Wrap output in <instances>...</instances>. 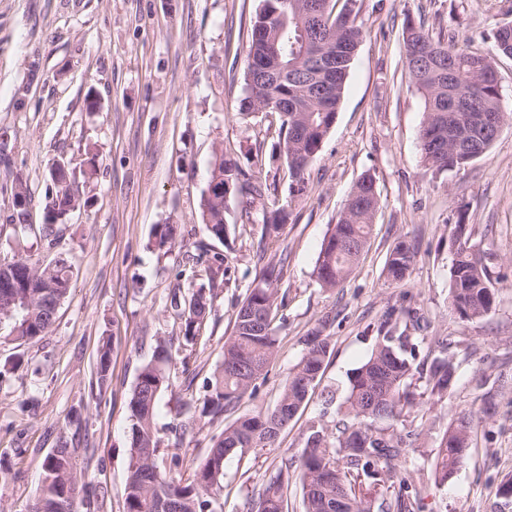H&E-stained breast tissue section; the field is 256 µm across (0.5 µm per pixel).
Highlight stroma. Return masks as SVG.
<instances>
[{"mask_svg": "<svg viewBox=\"0 0 512 512\" xmlns=\"http://www.w3.org/2000/svg\"><path fill=\"white\" fill-rule=\"evenodd\" d=\"M261 0H0V225L9 223L14 177L30 193L28 221L48 219L49 169L70 164L75 189L89 198L73 213L58 245L74 277L48 335L31 343L0 339V512H26L53 448L67 444L88 485L77 512H124L129 462V399L158 343L172 351L173 388L155 415L160 470L190 477L212 436L239 416L273 407L300 361L308 331L326 323L323 376L274 447L230 458L216 512H246L282 454L300 455L310 427L333 429L349 378L370 355L386 312L400 304L423 314L430 335L446 340L458 369L448 398L421 395L410 414L424 431L398 470L429 464L434 438L458 415L495 400L493 439L477 435L448 484L425 479V512H512L498 488L512 478V389L478 386L482 365L512 374V56L494 59L509 113L489 151L460 171L439 172L421 157L424 101L402 52L406 17L433 35L488 50L498 26L512 23V0H358L363 39L352 61L336 121L303 182L290 177L280 150L278 113L245 115L250 19ZM95 92L99 111L84 107ZM262 183L263 196H228L224 240L203 233L199 203L213 151ZM97 173L85 178L86 151ZM365 173L379 206L371 239L343 283L321 287L314 274L321 244ZM291 199L279 237L262 235L264 209ZM465 222L482 241L498 303L485 318L463 320L449 301L454 247L450 230ZM162 224L180 225L167 254L150 245ZM417 249L410 274L387 281L397 241ZM224 256V279L205 273ZM286 254L273 286L277 353L256 395L218 419L202 413L205 385L221 363L224 339L268 261ZM213 288L210 313L195 339L184 336L175 299ZM111 345L106 385H98L102 340ZM195 433L176 438L184 416Z\"/></svg>", "mask_w": 512, "mask_h": 512, "instance_id": "stroma-1", "label": "stroma"}]
</instances>
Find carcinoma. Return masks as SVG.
<instances>
[{
    "instance_id": "carcinoma-1",
    "label": "carcinoma",
    "mask_w": 512,
    "mask_h": 512,
    "mask_svg": "<svg viewBox=\"0 0 512 512\" xmlns=\"http://www.w3.org/2000/svg\"><path fill=\"white\" fill-rule=\"evenodd\" d=\"M357 0H345L336 9L334 0H262L261 8L250 20L247 70L240 111L264 112L276 99L288 109L281 121L283 151L292 177L315 158L330 131L343 97L352 58L349 47L362 41L357 23ZM336 54L333 83L336 95L332 103L313 98L308 82L314 80L310 67L311 45ZM280 52L276 65L288 71L283 83L272 86L267 78L271 53ZM403 55L413 85L424 100V120L420 129L423 161L439 171L461 170L475 158L455 146L453 136L468 131V112H499L500 92L493 58L512 56V26H500L494 44L484 54L470 51L452 40L433 37L424 20L406 18L403 27ZM466 101L468 111L448 109V90ZM54 186L47 205L50 221L36 227L23 223L30 204L28 187L15 177L12 198L18 223L10 225L18 251H27V242L35 237L47 249L57 247L67 229L68 216L89 206V200L71 188L69 163L50 170ZM231 186L249 194L262 195V185L252 181L224 149L214 150L210 182ZM227 196L202 192L200 218L206 234L224 240V213ZM378 205L374 178L366 174L354 185L347 203L331 228L319 253L315 273L325 288H334L348 276L362 255L373 226ZM289 203L262 213V224L270 236H276L288 224ZM180 235L179 225L163 224L155 232L154 246L171 251ZM456 243L450 274L451 304L456 314L466 320L479 319L496 306L497 291L484 263V250L472 242L467 225L451 229ZM416 256L412 243L399 241L386 260L387 276L395 282L405 279ZM74 266L59 252L48 262L30 256L0 263V283L13 279L21 285L26 305L4 318L0 337L11 341L36 340L50 331L55 317L45 309L50 293L64 296L70 292ZM278 278L276 266L264 271L260 285L251 289L233 321L232 331L224 340V356L208 383L204 411L218 418L236 406L247 394L254 395L258 381L266 379L267 367L276 352L273 328L277 291L271 287ZM212 295L200 289L185 302L182 317L185 337L194 338L206 320ZM415 318L408 307L393 308L381 323L375 348L370 357L350 377L349 390L336 432L327 435L314 430L303 454L295 458L283 455L276 472L259 488L250 512H288L290 488L298 485L302 494V512H374L375 504L392 493L388 508L394 512H421L422 487L410 475H397L396 464L409 453L422 434L420 430L395 428L402 412L416 404L410 390L414 378L425 380L430 396L440 401L455 384V366L448 348L437 336H411L398 331L393 316ZM326 324L313 328L304 338L306 352L295 365L275 405L254 414L238 417L212 437L205 460L192 477L183 479L161 473L156 465L159 439L154 427L157 402L162 392L172 386L166 366L172 358L167 346H157L151 361L142 366L129 400L131 412L130 461L124 486L125 512H214L213 490L224 477V460L229 456L244 458L258 448H271L288 428L306 400V388H314L323 373L329 353ZM110 346L99 350L98 382H107ZM487 405L478 415L462 414L434 441L435 481L445 484L468 457L479 427L491 417ZM387 427L376 428L374 423ZM86 487L72 462L70 448L63 445L47 456L44 478L36 497L41 512H75L79 492Z\"/></svg>"
}]
</instances>
